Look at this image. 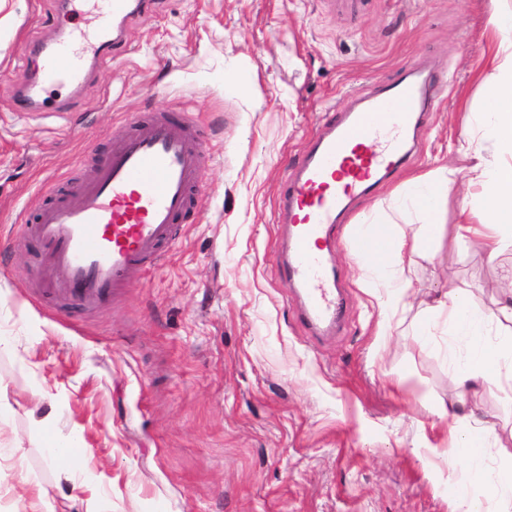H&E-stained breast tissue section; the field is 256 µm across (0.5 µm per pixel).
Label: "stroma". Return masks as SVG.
<instances>
[{"label": "stroma", "instance_id": "35a3bbf8", "mask_svg": "<svg viewBox=\"0 0 512 512\" xmlns=\"http://www.w3.org/2000/svg\"><path fill=\"white\" fill-rule=\"evenodd\" d=\"M488 0H164L125 28L66 111L20 112V82L40 65L25 44L57 23L95 18L75 0H0V512H30V477L49 512H452L447 337L413 334L420 296L379 335L350 225L411 217L393 192L414 175L452 172L447 229L414 275L424 292L456 285L474 309L512 268L457 244L476 194L456 152L482 111L495 39ZM413 61L447 83L409 163L357 201L336 229L343 319L316 336L278 274L276 201L318 126ZM166 111L196 120L207 143L199 202L138 288L94 311L36 296L40 270L19 243L23 209L47 179H91L128 120ZM480 413L512 452V390L489 378ZM77 436L71 472L48 461L46 432Z\"/></svg>", "mask_w": 512, "mask_h": 512}]
</instances>
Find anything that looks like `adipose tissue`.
Wrapping results in <instances>:
<instances>
[{
	"mask_svg": "<svg viewBox=\"0 0 512 512\" xmlns=\"http://www.w3.org/2000/svg\"><path fill=\"white\" fill-rule=\"evenodd\" d=\"M488 24L497 46L484 74L486 103L483 111L467 116V133L459 141L458 153L471 159L466 176L479 191L472 203L459 211L455 226L457 241L481 249L494 258L512 245V9L497 8ZM448 195V178L443 171H430L408 179L399 200L402 208L417 216L413 224H393L373 237L365 253V265L378 272L383 290H372L382 318L397 314L403 300L415 290L413 271L418 261H432L429 244L440 242L444 224L443 202ZM501 298L494 311L471 308L467 292L457 287L426 302L416 333L465 336L469 348L451 354L455 378L449 402L434 409L447 420L448 431L460 457L494 460L499 468L493 479L480 473L461 478L449 471L448 487L453 492L454 512H488L486 503L496 499L512 512V458L502 459L501 448L492 440L494 427L473 407L483 385L497 378L512 389V273L497 284Z\"/></svg>",
	"mask_w": 512,
	"mask_h": 512,
	"instance_id": "adipose-tissue-1",
	"label": "adipose tissue"
}]
</instances>
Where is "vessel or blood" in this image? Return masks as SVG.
I'll list each match as a JSON object with an SVG mask.
<instances>
[{"label": "vessel or blood", "mask_w": 512, "mask_h": 512, "mask_svg": "<svg viewBox=\"0 0 512 512\" xmlns=\"http://www.w3.org/2000/svg\"><path fill=\"white\" fill-rule=\"evenodd\" d=\"M94 2L101 36L82 38L62 27L40 42L39 75L18 92L20 111L42 110L48 88L81 86L99 55L120 45L123 23L160 6V0ZM443 85L422 65L404 68L318 130L289 176L276 203L283 226L278 271L298 290L297 313L311 332H328L341 315L330 258L337 225L346 222L353 200L408 161L414 115L428 111ZM206 157L196 122L159 112L114 136L89 182L67 194L47 188L22 226L42 264L40 298L93 310L142 284L195 206Z\"/></svg>", "instance_id": "b4317fda"}]
</instances>
